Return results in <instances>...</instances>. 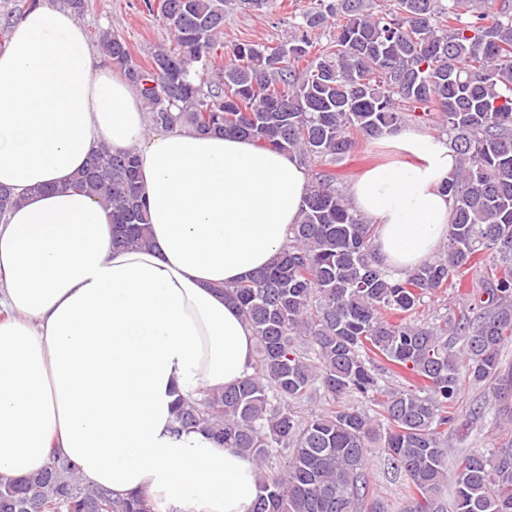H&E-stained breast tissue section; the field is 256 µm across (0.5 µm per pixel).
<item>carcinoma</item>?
<instances>
[{
  "label": "carcinoma",
  "mask_w": 512,
  "mask_h": 512,
  "mask_svg": "<svg viewBox=\"0 0 512 512\" xmlns=\"http://www.w3.org/2000/svg\"><path fill=\"white\" fill-rule=\"evenodd\" d=\"M487 2L312 0L288 45L236 44L207 81L230 7L261 11L270 0H156L172 39L146 66L122 35H97L103 58L140 88L153 129L240 136L314 168L276 262L224 288L253 331L252 373L176 411L175 431H199L265 469L251 512H387L365 496L375 451L406 478L405 512H447L441 435L458 421L462 384L488 385L496 420L512 421L502 357L512 338V0ZM326 26L332 39L313 56L309 33ZM417 115L437 120L459 157L444 185L453 215L442 252L395 278L376 258L375 224L345 195L340 163ZM72 185L112 212L113 247L150 245L136 148L100 145ZM486 256L491 287L476 316L408 319ZM378 369L420 385L387 394L382 424L344 403L374 400ZM317 383L332 407L303 419L290 402ZM453 481V512H512V441L461 457ZM0 512L158 510L142 494L85 484L54 452L39 473L0 482Z\"/></svg>",
  "instance_id": "cac0c4a2"
}]
</instances>
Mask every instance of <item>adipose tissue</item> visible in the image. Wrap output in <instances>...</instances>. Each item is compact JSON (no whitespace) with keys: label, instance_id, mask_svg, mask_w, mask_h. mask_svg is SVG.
<instances>
[{"label":"adipose tissue","instance_id":"adipose-tissue-1","mask_svg":"<svg viewBox=\"0 0 512 512\" xmlns=\"http://www.w3.org/2000/svg\"><path fill=\"white\" fill-rule=\"evenodd\" d=\"M394 161L356 174L380 263L400 277L448 235L444 141L389 134ZM140 150L152 245L112 246V216L71 182L100 144ZM0 478L50 453L94 486L162 512H250L254 466L198 432L178 399L252 371L254 338L223 287L270 265L310 190L296 157L232 135L154 132L141 93L98 62L71 10L39 5L0 50Z\"/></svg>","mask_w":512,"mask_h":512}]
</instances>
